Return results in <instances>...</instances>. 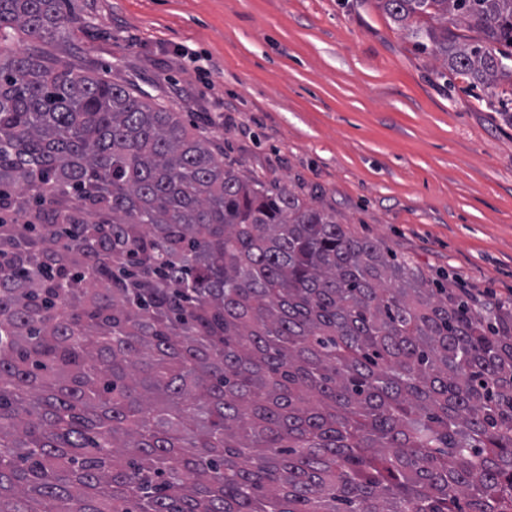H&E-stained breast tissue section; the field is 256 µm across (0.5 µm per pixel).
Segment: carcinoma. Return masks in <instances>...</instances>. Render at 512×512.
Returning a JSON list of instances; mask_svg holds the SVG:
<instances>
[{"mask_svg":"<svg viewBox=\"0 0 512 512\" xmlns=\"http://www.w3.org/2000/svg\"><path fill=\"white\" fill-rule=\"evenodd\" d=\"M379 3L512 110V0ZM67 5L0 0V512H512V300L13 50Z\"/></svg>","mask_w":512,"mask_h":512,"instance_id":"1","label":"carcinoma"}]
</instances>
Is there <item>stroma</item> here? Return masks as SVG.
<instances>
[{
  "instance_id": "stroma-1",
  "label": "stroma",
  "mask_w": 512,
  "mask_h": 512,
  "mask_svg": "<svg viewBox=\"0 0 512 512\" xmlns=\"http://www.w3.org/2000/svg\"><path fill=\"white\" fill-rule=\"evenodd\" d=\"M69 14L67 38L19 34L14 50L178 113L225 164L441 286L512 295V119L439 77L378 0H70Z\"/></svg>"
}]
</instances>
